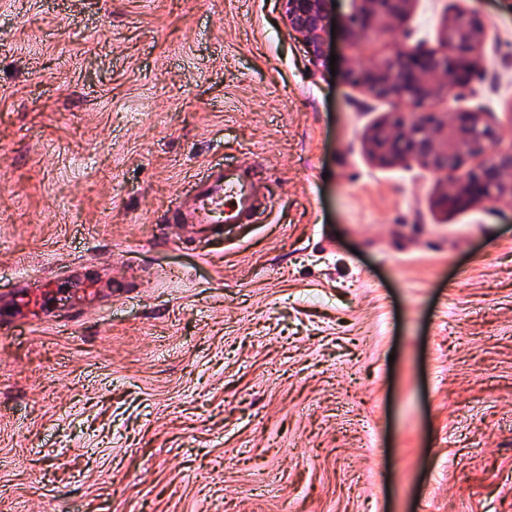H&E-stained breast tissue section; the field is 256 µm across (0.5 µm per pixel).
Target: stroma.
I'll use <instances>...</instances> for the list:
<instances>
[{
	"instance_id": "35a3bbf8",
	"label": "stroma",
	"mask_w": 512,
	"mask_h": 512,
	"mask_svg": "<svg viewBox=\"0 0 512 512\" xmlns=\"http://www.w3.org/2000/svg\"><path fill=\"white\" fill-rule=\"evenodd\" d=\"M484 23L512 141V0H418L362 63ZM311 66L279 0H0V512H512V203L379 167L390 101ZM250 162L255 223L166 216Z\"/></svg>"
}]
</instances>
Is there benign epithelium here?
<instances>
[{
    "label": "benign epithelium",
    "instance_id": "benign-epithelium-1",
    "mask_svg": "<svg viewBox=\"0 0 512 512\" xmlns=\"http://www.w3.org/2000/svg\"><path fill=\"white\" fill-rule=\"evenodd\" d=\"M333 0H280L288 28L304 44L317 66L324 55ZM347 36L353 48L370 33L405 31L417 0H350ZM486 29L475 14L457 8L447 14L437 45H405L379 61L348 67L351 85L366 94L408 105L388 112L370 126L363 144L380 167L414 160L424 169L448 177L434 207L452 212L485 202L512 200V147L500 148V132L480 109L446 117L426 112L431 102L471 86L481 65Z\"/></svg>",
    "mask_w": 512,
    "mask_h": 512
}]
</instances>
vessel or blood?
Returning <instances> with one entry per match:
<instances>
[{
    "instance_id": "1",
    "label": "vessel or blood",
    "mask_w": 512,
    "mask_h": 512,
    "mask_svg": "<svg viewBox=\"0 0 512 512\" xmlns=\"http://www.w3.org/2000/svg\"><path fill=\"white\" fill-rule=\"evenodd\" d=\"M264 200V187L252 167L212 166L176 200L170 221L209 239L221 235L225 227L250 223Z\"/></svg>"
}]
</instances>
